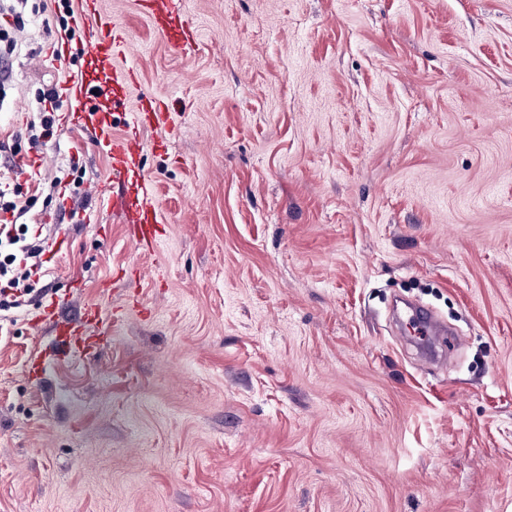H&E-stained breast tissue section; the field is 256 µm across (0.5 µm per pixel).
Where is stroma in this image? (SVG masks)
I'll return each mask as SVG.
<instances>
[{"mask_svg":"<svg viewBox=\"0 0 512 512\" xmlns=\"http://www.w3.org/2000/svg\"><path fill=\"white\" fill-rule=\"evenodd\" d=\"M181 2L186 54L101 0L137 73L113 133L170 107L142 133L154 250L92 128L34 159L78 157L98 217L22 218L62 256L0 310V512H512V0ZM79 10L45 0L0 62V182H30L37 92L90 66ZM398 298L456 326L446 368L401 346ZM51 303L111 309L96 357L57 350ZM142 200L131 204L127 219L131 224L127 230L129 240L141 251H152L161 237L160 226L154 224L155 216L151 203L152 189L145 180L141 182Z\"/></svg>","mask_w":512,"mask_h":512,"instance_id":"35a3bbf8","label":"stroma"}]
</instances>
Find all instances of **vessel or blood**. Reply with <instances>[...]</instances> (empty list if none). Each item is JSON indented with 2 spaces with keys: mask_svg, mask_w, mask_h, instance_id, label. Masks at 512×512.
Returning a JSON list of instances; mask_svg holds the SVG:
<instances>
[{
  "mask_svg": "<svg viewBox=\"0 0 512 512\" xmlns=\"http://www.w3.org/2000/svg\"><path fill=\"white\" fill-rule=\"evenodd\" d=\"M141 7L169 45L183 50L192 44V25L182 12L180 0H142ZM80 16L92 22L90 52L93 56L105 61L125 56L128 48L125 31L116 16L100 11L98 0H83ZM135 82V73L127 67L115 70L112 84L108 87L81 77L71 78L60 86L61 98L66 104L65 114L78 120L90 118L89 107L95 100L107 97L114 103L124 101L127 89ZM166 113L163 102L145 96L124 134H113L110 125L96 124V140L106 152L113 174L138 171V160L145 149L142 132L159 126L165 120ZM141 191V201L130 205L127 210L128 237L137 249L150 251L160 239L161 232L151 206L150 184H142ZM104 321L101 304L85 306L75 324L66 328L63 347L78 349L86 357L94 356L99 350L100 326ZM407 322L423 344L434 346L441 329L428 312L412 311Z\"/></svg>",
  "mask_w": 512,
  "mask_h": 512,
  "instance_id": "obj_1",
  "label": "vessel or blood"
}]
</instances>
